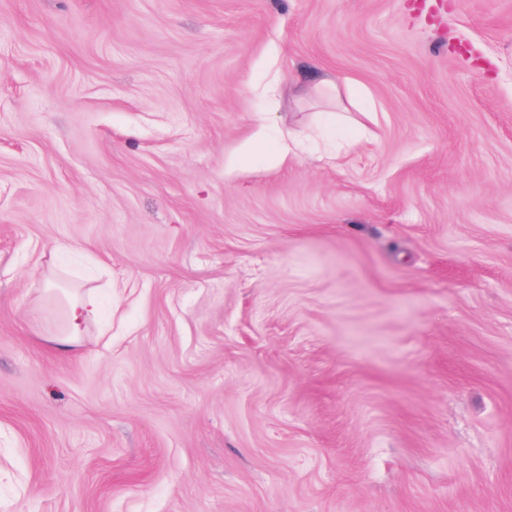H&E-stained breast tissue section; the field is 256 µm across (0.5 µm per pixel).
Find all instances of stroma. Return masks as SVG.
Instances as JSON below:
<instances>
[{
	"instance_id": "obj_1",
	"label": "stroma",
	"mask_w": 512,
	"mask_h": 512,
	"mask_svg": "<svg viewBox=\"0 0 512 512\" xmlns=\"http://www.w3.org/2000/svg\"><path fill=\"white\" fill-rule=\"evenodd\" d=\"M0 512H512V0H0ZM101 312V304L96 293L92 291L80 294L68 306L65 328L62 334L53 336L56 348L68 351L81 344L84 328L95 321Z\"/></svg>"
}]
</instances>
